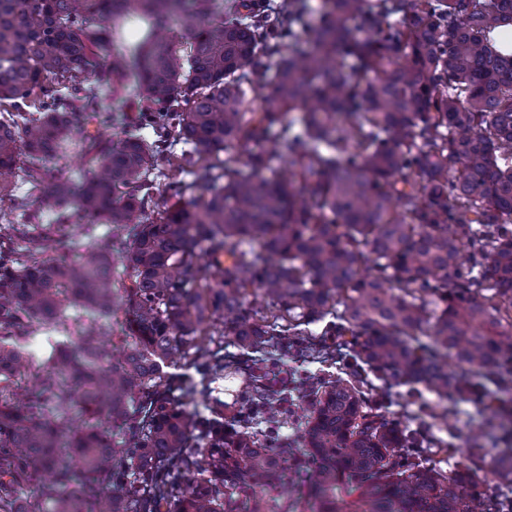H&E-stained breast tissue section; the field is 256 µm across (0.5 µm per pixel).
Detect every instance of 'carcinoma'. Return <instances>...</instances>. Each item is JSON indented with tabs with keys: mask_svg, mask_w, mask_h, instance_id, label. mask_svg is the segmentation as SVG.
<instances>
[{
	"mask_svg": "<svg viewBox=\"0 0 512 512\" xmlns=\"http://www.w3.org/2000/svg\"><path fill=\"white\" fill-rule=\"evenodd\" d=\"M510 25L512 0H0V171L50 183H0V512H475L482 457L424 464L366 388L493 383L487 425L512 423V53L490 38ZM105 93L123 138L75 136ZM71 151L91 179L54 176ZM42 330L74 338L39 364ZM224 334L351 361L292 440L271 362L229 420L186 409L165 365L209 386ZM495 470L512 483V447Z\"/></svg>",
	"mask_w": 512,
	"mask_h": 512,
	"instance_id": "1",
	"label": "carcinoma"
}]
</instances>
